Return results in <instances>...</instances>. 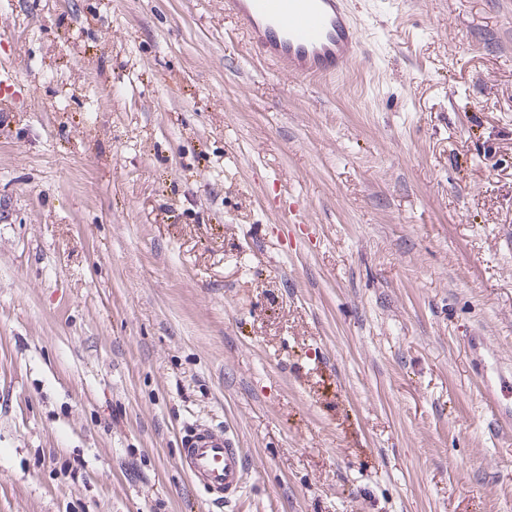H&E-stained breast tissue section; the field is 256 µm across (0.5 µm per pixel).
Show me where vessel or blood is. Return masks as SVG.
<instances>
[{"label": "vessel or blood", "mask_w": 512, "mask_h": 512, "mask_svg": "<svg viewBox=\"0 0 512 512\" xmlns=\"http://www.w3.org/2000/svg\"><path fill=\"white\" fill-rule=\"evenodd\" d=\"M224 14L258 59L293 80L334 78L361 50L347 0H224ZM176 464L215 506L235 498L248 469L233 436L200 422L183 427Z\"/></svg>", "instance_id": "1"}]
</instances>
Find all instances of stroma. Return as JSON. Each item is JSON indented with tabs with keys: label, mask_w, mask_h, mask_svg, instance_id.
<instances>
[{
	"label": "stroma",
	"mask_w": 512,
	"mask_h": 512,
	"mask_svg": "<svg viewBox=\"0 0 512 512\" xmlns=\"http://www.w3.org/2000/svg\"><path fill=\"white\" fill-rule=\"evenodd\" d=\"M341 76L224 0H0V512H512V0H350ZM176 465L213 506L235 498L248 470L247 456L234 437L200 422L183 427Z\"/></svg>",
	"instance_id": "obj_1"
}]
</instances>
